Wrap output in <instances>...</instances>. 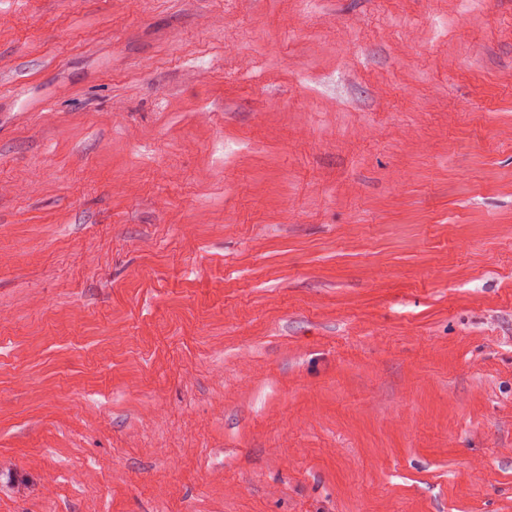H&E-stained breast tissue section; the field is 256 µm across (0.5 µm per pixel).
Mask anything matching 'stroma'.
I'll return each mask as SVG.
<instances>
[{
    "label": "stroma",
    "instance_id": "obj_1",
    "mask_svg": "<svg viewBox=\"0 0 512 512\" xmlns=\"http://www.w3.org/2000/svg\"><path fill=\"white\" fill-rule=\"evenodd\" d=\"M0 512H512V0H0Z\"/></svg>",
    "mask_w": 512,
    "mask_h": 512
}]
</instances>
